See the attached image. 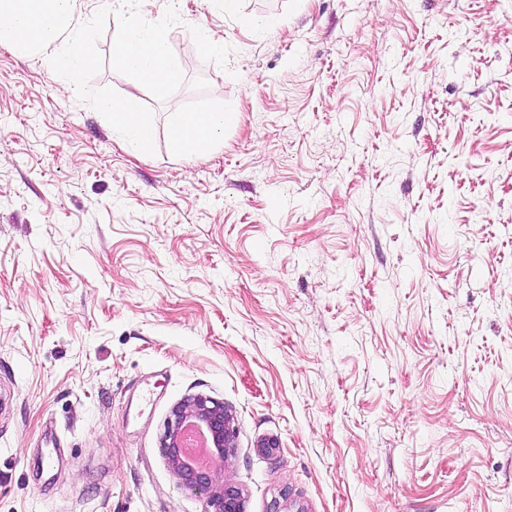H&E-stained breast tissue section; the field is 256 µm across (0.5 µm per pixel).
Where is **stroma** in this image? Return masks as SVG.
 <instances>
[{
	"label": "stroma",
	"mask_w": 512,
	"mask_h": 512,
	"mask_svg": "<svg viewBox=\"0 0 512 512\" xmlns=\"http://www.w3.org/2000/svg\"><path fill=\"white\" fill-rule=\"evenodd\" d=\"M171 4L180 89L90 82L152 155L0 46V512H206L160 450L198 393L244 512H512V0ZM224 130V112H176L169 124V138L176 152H201L212 147Z\"/></svg>",
	"instance_id": "stroma-1"
}]
</instances>
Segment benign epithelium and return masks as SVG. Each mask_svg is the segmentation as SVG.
Masks as SVG:
<instances>
[{"label": "benign epithelium", "mask_w": 512, "mask_h": 512, "mask_svg": "<svg viewBox=\"0 0 512 512\" xmlns=\"http://www.w3.org/2000/svg\"><path fill=\"white\" fill-rule=\"evenodd\" d=\"M193 423L206 430L212 445L224 455L234 450L235 431L224 404L198 395L186 399L172 410L161 441L164 455L181 481L188 487L209 491L208 512H243L239 490L229 484H218L208 470L186 465L179 455L178 440L183 428Z\"/></svg>", "instance_id": "benign-epithelium-1"}]
</instances>
